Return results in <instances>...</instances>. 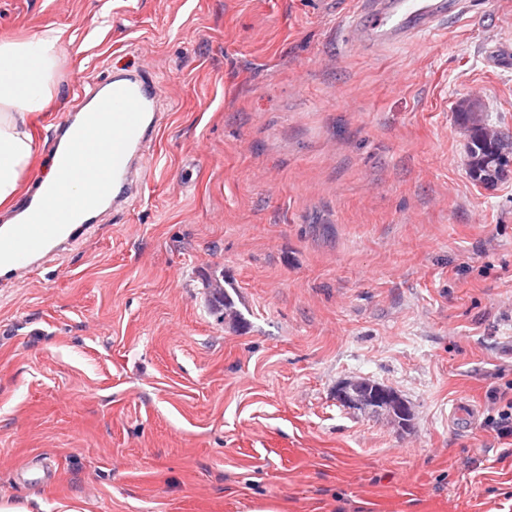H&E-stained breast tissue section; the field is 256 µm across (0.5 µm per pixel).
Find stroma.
<instances>
[{
  "label": "stroma",
  "mask_w": 512,
  "mask_h": 512,
  "mask_svg": "<svg viewBox=\"0 0 512 512\" xmlns=\"http://www.w3.org/2000/svg\"><path fill=\"white\" fill-rule=\"evenodd\" d=\"M352 0H0L63 32L40 167L80 77L156 73L125 207L0 276V499L29 512H512V175L467 170L456 104L512 131V0L350 45ZM223 271L244 321L217 322ZM364 377L408 428L339 403ZM479 413L450 423L456 403ZM493 398L497 409L489 422L500 437L512 436V382L507 381L496 389Z\"/></svg>",
  "instance_id": "1"
}]
</instances>
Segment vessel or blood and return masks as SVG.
<instances>
[{
  "mask_svg": "<svg viewBox=\"0 0 512 512\" xmlns=\"http://www.w3.org/2000/svg\"><path fill=\"white\" fill-rule=\"evenodd\" d=\"M455 8L454 0H353L348 22L349 41L378 37L388 41H408L434 33L438 23ZM112 96V188L113 204L135 196L138 184L133 170L145 156L155 136L159 89L146 70L116 74L107 80ZM58 235V227L46 224L40 235L16 234L7 249L18 258L19 269H28L42 255L45 238Z\"/></svg>",
  "mask_w": 512,
  "mask_h": 512,
  "instance_id": "obj_1",
  "label": "vessel or blood"
}]
</instances>
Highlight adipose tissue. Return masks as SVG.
Instances as JSON below:
<instances>
[{"instance_id":"1","label":"adipose tissue","mask_w":512,"mask_h":512,"mask_svg":"<svg viewBox=\"0 0 512 512\" xmlns=\"http://www.w3.org/2000/svg\"><path fill=\"white\" fill-rule=\"evenodd\" d=\"M62 32L46 26L37 33L0 40V206H13L21 198L36 156L30 119L47 111L54 99ZM94 135L83 162L63 173L62 157L72 153L60 144L52 154L41 184L51 186L49 210L43 222L65 223L86 211L93 185L107 184L112 167V99L104 96L91 106Z\"/></svg>"}]
</instances>
